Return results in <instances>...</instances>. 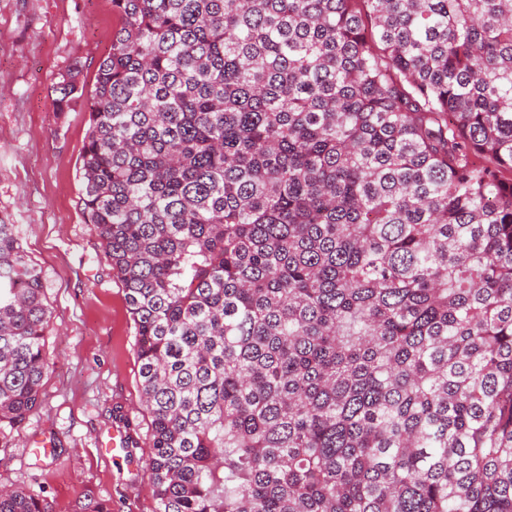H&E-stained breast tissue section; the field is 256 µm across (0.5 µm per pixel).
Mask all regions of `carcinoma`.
I'll return each instance as SVG.
<instances>
[{"mask_svg": "<svg viewBox=\"0 0 512 512\" xmlns=\"http://www.w3.org/2000/svg\"><path fill=\"white\" fill-rule=\"evenodd\" d=\"M111 2L81 203L155 512H512V0ZM51 317L1 223L0 449Z\"/></svg>", "mask_w": 512, "mask_h": 512, "instance_id": "carcinoma-1", "label": "carcinoma"}]
</instances>
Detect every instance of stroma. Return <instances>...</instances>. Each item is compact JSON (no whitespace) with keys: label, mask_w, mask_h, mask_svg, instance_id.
<instances>
[{"label":"stroma","mask_w":512,"mask_h":512,"mask_svg":"<svg viewBox=\"0 0 512 512\" xmlns=\"http://www.w3.org/2000/svg\"><path fill=\"white\" fill-rule=\"evenodd\" d=\"M116 24L110 0H0V222L41 266L52 311L41 404L14 431L0 484L44 485L55 512L88 496L111 499L112 512L156 507L135 329L80 202L90 102L53 109L69 66L93 84ZM116 429L137 446L103 458ZM43 439L56 455L38 453Z\"/></svg>","instance_id":"1"}]
</instances>
